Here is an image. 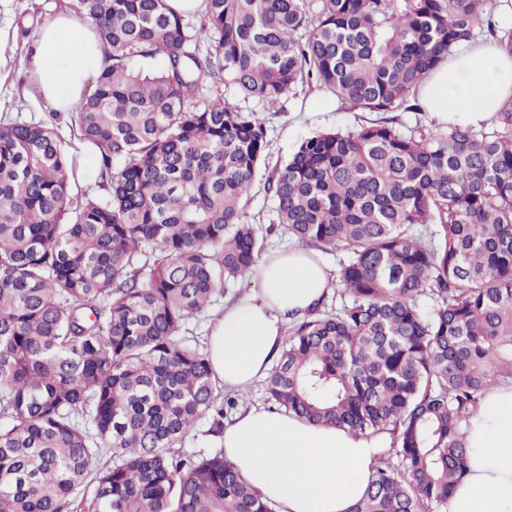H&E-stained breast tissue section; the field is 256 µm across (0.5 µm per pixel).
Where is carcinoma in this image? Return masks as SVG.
<instances>
[{
  "mask_svg": "<svg viewBox=\"0 0 512 512\" xmlns=\"http://www.w3.org/2000/svg\"><path fill=\"white\" fill-rule=\"evenodd\" d=\"M60 8L106 53L67 116L103 194L79 188L60 114L0 120V512H272L223 451L183 450L236 406L188 325L262 251L245 208L264 117L219 88L419 112L432 69L483 33L512 54V27L492 0H205L198 31L166 0ZM266 190L284 232L350 255L341 306L289 327L268 402L397 438L350 512H440L469 417L512 381V96L488 132H316Z\"/></svg>",
  "mask_w": 512,
  "mask_h": 512,
  "instance_id": "cac0c4a2",
  "label": "carcinoma"
}]
</instances>
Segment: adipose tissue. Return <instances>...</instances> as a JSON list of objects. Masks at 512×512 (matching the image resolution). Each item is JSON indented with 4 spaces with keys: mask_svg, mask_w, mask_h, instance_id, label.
Masks as SVG:
<instances>
[{
    "mask_svg": "<svg viewBox=\"0 0 512 512\" xmlns=\"http://www.w3.org/2000/svg\"><path fill=\"white\" fill-rule=\"evenodd\" d=\"M102 60L94 26L73 14H58L34 32L30 63L37 88L58 111L73 110ZM510 96L512 55L493 43L458 50L420 86L422 106L441 124L480 126ZM255 274L259 291L225 306L209 338L214 379L239 394L269 376L286 316L314 308L329 285L326 266L298 250L264 257ZM465 431L468 472L446 512H512V382L482 396ZM219 446L276 512H350L390 439L248 407L225 425Z\"/></svg>",
    "mask_w": 512,
    "mask_h": 512,
    "instance_id": "obj_1",
    "label": "adipose tissue"
}]
</instances>
